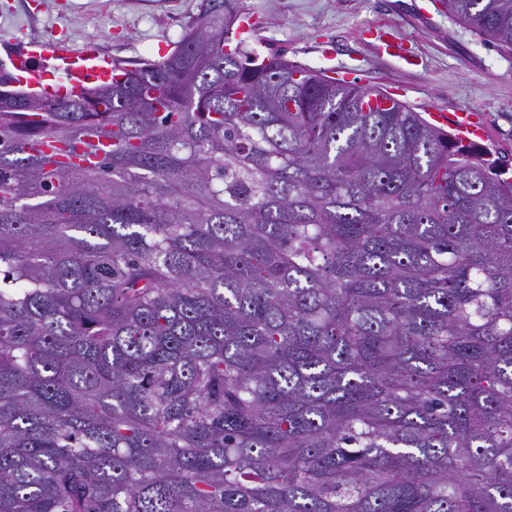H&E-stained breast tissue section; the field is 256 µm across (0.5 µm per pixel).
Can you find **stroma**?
Wrapping results in <instances>:
<instances>
[{"label": "stroma", "mask_w": 512, "mask_h": 512, "mask_svg": "<svg viewBox=\"0 0 512 512\" xmlns=\"http://www.w3.org/2000/svg\"><path fill=\"white\" fill-rule=\"evenodd\" d=\"M200 0H0V62L35 40L92 44L110 60L169 53ZM248 46L316 70L356 72L413 111H479L483 146L512 162V58L448 15L439 0H240Z\"/></svg>", "instance_id": "stroma-1"}]
</instances>
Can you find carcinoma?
<instances>
[{
  "mask_svg": "<svg viewBox=\"0 0 512 512\" xmlns=\"http://www.w3.org/2000/svg\"><path fill=\"white\" fill-rule=\"evenodd\" d=\"M239 3L64 96L0 69V512H512V179ZM444 8L512 55V0ZM55 146L61 148L62 150H55ZM37 147L44 152H58L59 154L57 155V157L64 164L76 163L82 165H94L111 151L112 142H102V145L100 146L97 153L93 155L85 154L84 150L80 146L76 147L73 150H64L62 147L56 145L55 143L51 142L48 139H44L41 143L38 144Z\"/></svg>",
  "mask_w": 512,
  "mask_h": 512,
  "instance_id": "obj_1",
  "label": "carcinoma"
}]
</instances>
